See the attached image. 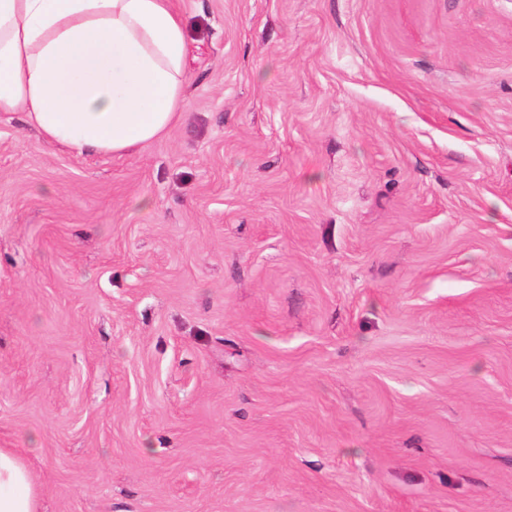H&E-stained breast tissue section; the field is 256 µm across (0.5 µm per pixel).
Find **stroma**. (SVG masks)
I'll return each mask as SVG.
<instances>
[{"label": "stroma", "mask_w": 512, "mask_h": 512, "mask_svg": "<svg viewBox=\"0 0 512 512\" xmlns=\"http://www.w3.org/2000/svg\"><path fill=\"white\" fill-rule=\"evenodd\" d=\"M176 6L160 138L0 114L39 512H512V0Z\"/></svg>", "instance_id": "1"}]
</instances>
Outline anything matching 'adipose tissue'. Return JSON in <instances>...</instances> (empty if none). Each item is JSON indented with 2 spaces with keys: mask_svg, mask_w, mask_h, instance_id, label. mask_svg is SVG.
<instances>
[{
  "mask_svg": "<svg viewBox=\"0 0 512 512\" xmlns=\"http://www.w3.org/2000/svg\"><path fill=\"white\" fill-rule=\"evenodd\" d=\"M185 49L172 0H0V113L79 155L127 153L177 119ZM0 512H38L12 448H0Z\"/></svg>",
  "mask_w": 512,
  "mask_h": 512,
  "instance_id": "ef3b65f1",
  "label": "adipose tissue"
}]
</instances>
